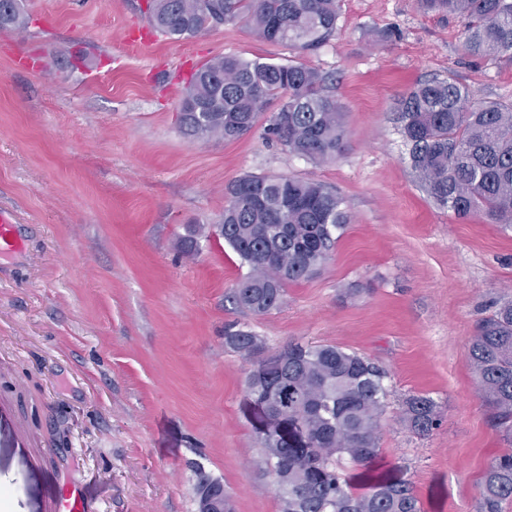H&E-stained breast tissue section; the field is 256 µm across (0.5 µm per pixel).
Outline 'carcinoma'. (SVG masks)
Instances as JSON below:
<instances>
[{
    "label": "carcinoma",
    "mask_w": 512,
    "mask_h": 512,
    "mask_svg": "<svg viewBox=\"0 0 512 512\" xmlns=\"http://www.w3.org/2000/svg\"><path fill=\"white\" fill-rule=\"evenodd\" d=\"M429 11L466 19L464 50L512 59V0H419ZM340 0H148L154 28L173 40L210 26L241 23L257 38L311 50L336 33ZM24 0H0V31L25 29ZM325 78L303 64L218 56L191 74L181 90L180 129L190 139L237 140L250 133L270 104L268 131L289 153L313 162L336 159L344 148L343 112ZM417 179L441 209L459 219L481 217L512 230V102L474 101L453 78L415 85L395 107ZM219 236L250 271L228 300L263 316L279 308L285 286L309 279L331 258L350 214L345 200L322 183L293 177L245 175L224 189ZM201 224L187 226L184 254H194ZM224 343L266 366L246 378L270 475L288 512H421L413 487L372 468L388 409V372L334 345L290 343L288 360L270 363L262 340L227 330ZM469 367L484 404L512 435V299L482 319L469 347ZM441 417L431 397L402 400L401 419L420 436ZM364 468L365 491L340 472L342 460ZM512 498V453L496 458L481 482L480 512H500Z\"/></svg>",
    "instance_id": "1"
}]
</instances>
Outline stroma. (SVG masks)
Returning a JSON list of instances; mask_svg holds the SVG:
<instances>
[{
  "label": "stroma",
  "mask_w": 512,
  "mask_h": 512,
  "mask_svg": "<svg viewBox=\"0 0 512 512\" xmlns=\"http://www.w3.org/2000/svg\"><path fill=\"white\" fill-rule=\"evenodd\" d=\"M146 0H26L24 31L0 32V216L20 251L0 255V512H51L63 482L88 512H196L198 473L222 479L232 512H280L224 328L267 350L331 344L389 372L376 466L413 486L422 512H478L490 462L512 450L468 366L478 321L512 297V230L438 209L393 112L413 85L453 77L477 101H512V61L463 49L465 21L417 0H341L314 51L239 24L174 41ZM300 62L341 104L345 147L317 164L246 136L179 130L183 80L214 57ZM245 175L333 187L351 222L319 274L265 316L227 297L249 268L219 223ZM439 403L429 435L401 402Z\"/></svg>",
  "instance_id": "1"
}]
</instances>
